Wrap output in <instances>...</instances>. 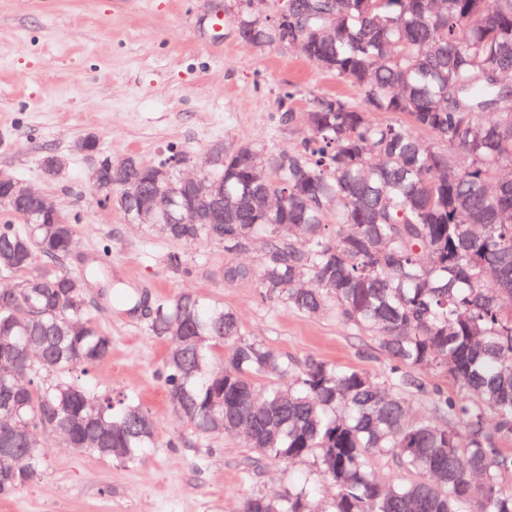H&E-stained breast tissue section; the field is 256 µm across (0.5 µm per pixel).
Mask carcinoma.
<instances>
[{
  "label": "carcinoma",
  "instance_id": "1",
  "mask_svg": "<svg viewBox=\"0 0 512 512\" xmlns=\"http://www.w3.org/2000/svg\"><path fill=\"white\" fill-rule=\"evenodd\" d=\"M301 16L284 24L279 0L254 18L235 19L257 49L288 40L305 58L359 91L355 102L325 97L306 113V136L267 154L241 142L208 169L224 182V224H171L178 200L153 228L185 244L211 240L227 253L262 241L278 253L254 272L261 296L308 315L334 308L346 324L376 333L394 362L379 380L356 369L309 360L300 370L258 339L241 336L236 313L190 294L132 308L153 312L147 330L212 336L200 358L169 352L160 377L177 392L174 411L199 435L219 432L227 415L239 440L264 459L316 458L336 484L329 512H512V0H288ZM395 113L401 121H380ZM426 132L437 151L418 137ZM192 159L171 148L157 163L134 155L102 167H128L135 182L148 165L159 176ZM126 192L104 184L115 208ZM0 207V432L27 454L15 477L0 475L9 497L37 477L47 433L79 448L93 435L140 462L154 444L151 415L133 395L102 392L90 402L83 376L112 351L91 320L88 275H71L78 215L49 217L32 202ZM288 225V237L278 228ZM44 269L34 273L37 261ZM227 353H222V350ZM441 370L461 395L438 393L439 418L407 420L406 397L425 386L413 370ZM289 378L288 387L278 380ZM391 454L411 475L382 484L370 457ZM242 512H316L308 481L285 496L254 494Z\"/></svg>",
  "mask_w": 512,
  "mask_h": 512
}]
</instances>
